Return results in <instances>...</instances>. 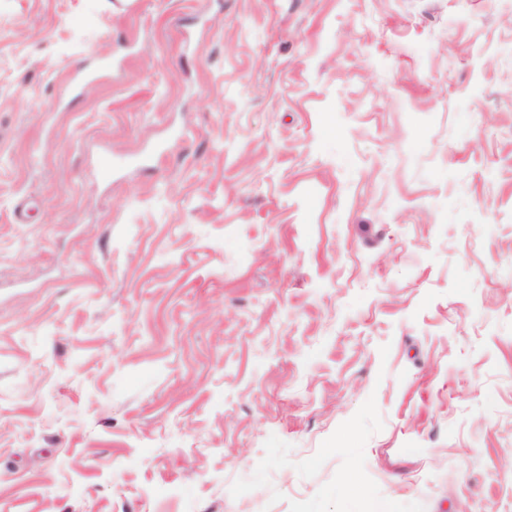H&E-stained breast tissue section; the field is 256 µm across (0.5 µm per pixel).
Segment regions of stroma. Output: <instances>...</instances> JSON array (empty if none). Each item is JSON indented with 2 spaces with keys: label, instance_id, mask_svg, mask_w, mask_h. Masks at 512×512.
I'll return each instance as SVG.
<instances>
[{
  "label": "stroma",
  "instance_id": "obj_1",
  "mask_svg": "<svg viewBox=\"0 0 512 512\" xmlns=\"http://www.w3.org/2000/svg\"><path fill=\"white\" fill-rule=\"evenodd\" d=\"M0 512H512V0H0Z\"/></svg>",
  "mask_w": 512,
  "mask_h": 512
}]
</instances>
